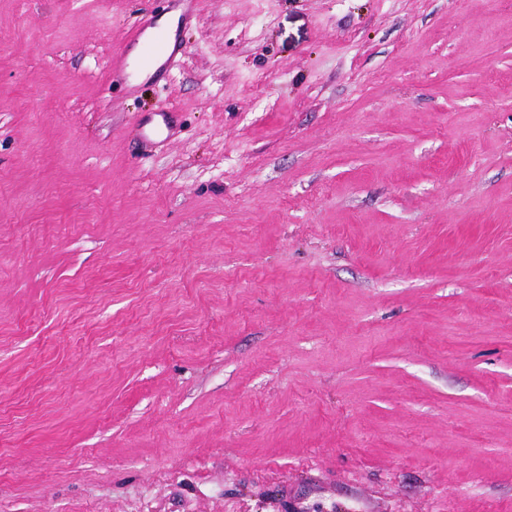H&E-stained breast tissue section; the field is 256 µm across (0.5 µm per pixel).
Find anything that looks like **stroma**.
Returning a JSON list of instances; mask_svg holds the SVG:
<instances>
[{
    "label": "stroma",
    "instance_id": "35a3bbf8",
    "mask_svg": "<svg viewBox=\"0 0 512 512\" xmlns=\"http://www.w3.org/2000/svg\"><path fill=\"white\" fill-rule=\"evenodd\" d=\"M0 512H512V0H0Z\"/></svg>",
    "mask_w": 512,
    "mask_h": 512
}]
</instances>
